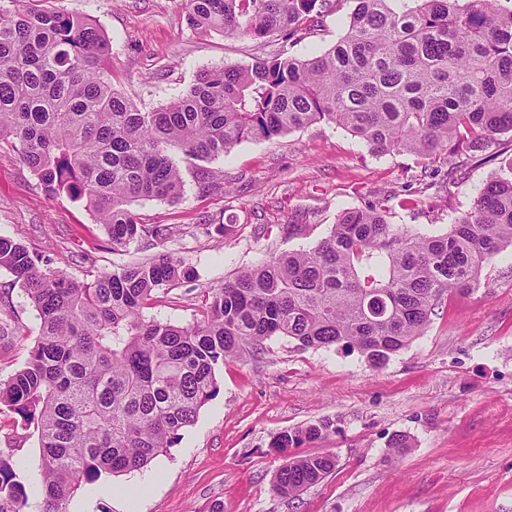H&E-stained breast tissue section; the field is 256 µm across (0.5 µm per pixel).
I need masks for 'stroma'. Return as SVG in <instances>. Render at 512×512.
Returning a JSON list of instances; mask_svg holds the SVG:
<instances>
[{"label": "stroma", "mask_w": 512, "mask_h": 512, "mask_svg": "<svg viewBox=\"0 0 512 512\" xmlns=\"http://www.w3.org/2000/svg\"><path fill=\"white\" fill-rule=\"evenodd\" d=\"M38 4L92 19L109 44L113 88L146 112L185 94L202 69L281 50L272 38L190 28L185 0ZM488 153L490 162L466 163L450 184L445 159L378 156L331 123L246 141L207 163L217 182L210 192L188 170L178 203H133L139 223L173 234L116 252L84 202L48 196L2 141L0 236L80 279L170 252L190 274L157 291L143 316L185 326L200 320L208 292L275 254L314 248L344 211L376 203L391 223L446 232L512 162V137ZM39 329L20 284L0 269V379L23 366ZM218 381V396L168 453L145 470L81 484L70 512H512V246L484 267L477 288L445 297L424 333L381 365L355 349L275 336L257 356L226 362ZM322 419L333 423L329 434L301 452L334 454L335 470L297 498L277 497L272 483L283 457L273 439ZM397 434L409 441L398 458L390 448ZM0 452L18 462L28 496L41 494L37 431L6 409ZM147 475L153 486L129 499L126 489Z\"/></svg>", "instance_id": "1"}]
</instances>
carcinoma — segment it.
Returning a JSON list of instances; mask_svg holds the SVG:
<instances>
[{"label":"carcinoma","instance_id":"1","mask_svg":"<svg viewBox=\"0 0 512 512\" xmlns=\"http://www.w3.org/2000/svg\"><path fill=\"white\" fill-rule=\"evenodd\" d=\"M344 32L305 57L281 51L247 66L200 71L166 107L142 111L112 87L109 44L79 14L0 0V139L46 191L83 200L112 250L170 228L140 224V200L174 202L191 161L227 155L333 123L376 155L482 152L512 135V7L502 0H344ZM327 0H186L188 24L293 45L323 26ZM512 245V162L442 234L388 221L370 205L343 212L314 249L241 271L207 297L202 319H143L153 293L188 273L160 253L79 281L39 267L0 236L10 271L40 319L24 366L0 380V405L36 425L44 512H67L82 483L147 466L175 445L220 391L217 371L273 336L303 347L345 345L375 365L422 335L444 297L479 285ZM330 423L296 427L277 452L324 438ZM336 467L332 454L287 456L273 492L298 496ZM0 512H29L25 487L0 454Z\"/></svg>","mask_w":512,"mask_h":512}]
</instances>
